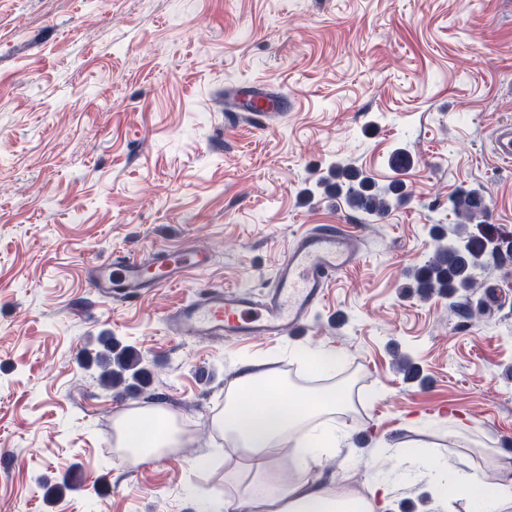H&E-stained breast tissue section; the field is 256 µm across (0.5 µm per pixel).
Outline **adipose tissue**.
<instances>
[{
	"label": "adipose tissue",
	"mask_w": 512,
	"mask_h": 512,
	"mask_svg": "<svg viewBox=\"0 0 512 512\" xmlns=\"http://www.w3.org/2000/svg\"><path fill=\"white\" fill-rule=\"evenodd\" d=\"M237 389L213 417L215 428L233 445L236 471L221 498L205 504V512H387L384 482L365 495H337L333 479L318 471L320 460L335 454L345 434L329 427L327 417L343 410L350 397L343 392L303 391L277 381L273 372L245 366ZM116 447L135 463L166 455L179 447L181 435L173 420L158 407L136 406L115 420ZM288 443L296 465L282 471L275 457ZM413 469H435V512H446L448 489H483L478 473L448 481L444 469L434 468L422 454L411 458Z\"/></svg>",
	"instance_id": "1"
}]
</instances>
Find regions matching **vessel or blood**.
I'll list each match as a JSON object with an SVG mask.
<instances>
[{
	"label": "vessel or blood",
	"instance_id": "obj_1",
	"mask_svg": "<svg viewBox=\"0 0 512 512\" xmlns=\"http://www.w3.org/2000/svg\"><path fill=\"white\" fill-rule=\"evenodd\" d=\"M494 152L512 163V125L494 135ZM203 249L164 251L150 261L127 256L87 266V286L116 302L180 284L190 271L209 267ZM360 261L356 239L341 228H316L297 236L279 264L274 285L263 297L235 287L209 288L195 302L175 308L169 315L173 330L207 343L241 336L275 338L283 331L303 328L312 310L324 299L338 274Z\"/></svg>",
	"mask_w": 512,
	"mask_h": 512
}]
</instances>
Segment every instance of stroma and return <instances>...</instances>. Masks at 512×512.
I'll return each instance as SVG.
<instances>
[{"label": "stroma", "mask_w": 512, "mask_h": 512, "mask_svg": "<svg viewBox=\"0 0 512 512\" xmlns=\"http://www.w3.org/2000/svg\"><path fill=\"white\" fill-rule=\"evenodd\" d=\"M287 96L265 129L233 125L227 90ZM512 0H0V512H198L224 492L211 419L244 363L306 377L302 350L336 352L361 408L322 460L337 494L389 476L390 512H433L429 471L512 466ZM409 153L402 171L395 150ZM405 199L364 219L326 184L336 166ZM478 189L471 232L500 251L465 297L417 293L449 198ZM339 226L359 264L302 331L210 344L167 315L205 289L262 293L293 239ZM198 246L211 265L112 304L86 267ZM140 354L149 382L108 388L99 337ZM161 405L190 439L134 463L114 417ZM466 430L449 436L457 422ZM388 443L383 463L371 455ZM494 152L506 163H512V125L500 126L494 135Z\"/></svg>", "instance_id": "35a3bbf8"}]
</instances>
